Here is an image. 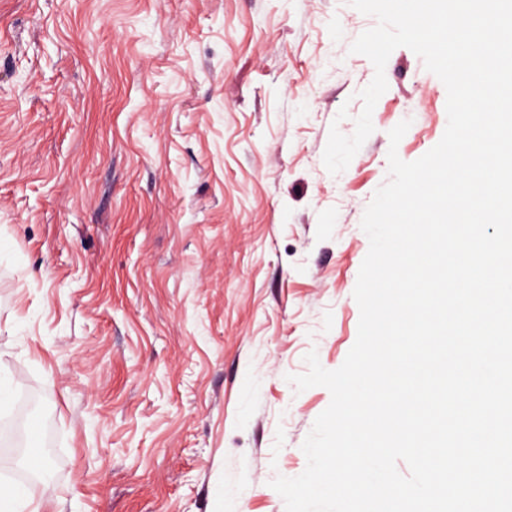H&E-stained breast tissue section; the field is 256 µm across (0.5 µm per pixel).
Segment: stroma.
Returning a JSON list of instances; mask_svg holds the SVG:
<instances>
[{"instance_id": "1", "label": "stroma", "mask_w": 512, "mask_h": 512, "mask_svg": "<svg viewBox=\"0 0 512 512\" xmlns=\"http://www.w3.org/2000/svg\"><path fill=\"white\" fill-rule=\"evenodd\" d=\"M375 23L347 0H0V483L36 413L40 512H285L270 482L331 401L287 377L356 340L388 133L410 120L411 162L447 126L397 48L374 132L328 172Z\"/></svg>"}]
</instances>
